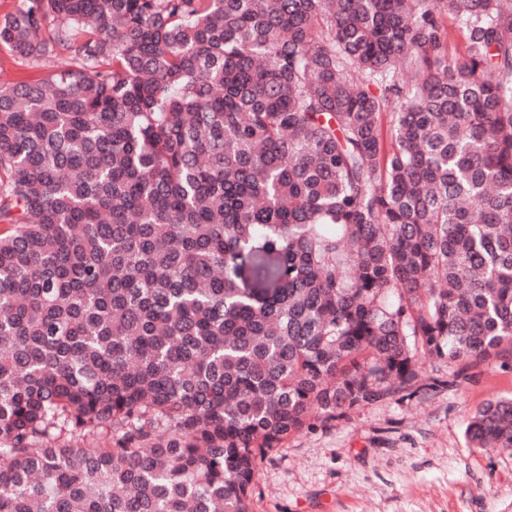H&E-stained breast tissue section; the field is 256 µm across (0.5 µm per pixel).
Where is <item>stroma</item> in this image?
Instances as JSON below:
<instances>
[{
	"label": "stroma",
	"instance_id": "1",
	"mask_svg": "<svg viewBox=\"0 0 512 512\" xmlns=\"http://www.w3.org/2000/svg\"><path fill=\"white\" fill-rule=\"evenodd\" d=\"M512 396V357L424 360L416 391L290 436L258 468L252 512H512V449L469 446L465 426Z\"/></svg>",
	"mask_w": 512,
	"mask_h": 512
}]
</instances>
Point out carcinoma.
Segmentation results:
<instances>
[{
    "label": "carcinoma",
    "mask_w": 512,
    "mask_h": 512,
    "mask_svg": "<svg viewBox=\"0 0 512 512\" xmlns=\"http://www.w3.org/2000/svg\"><path fill=\"white\" fill-rule=\"evenodd\" d=\"M0 46L70 61L0 87V512H251L312 415L512 353V0H19Z\"/></svg>",
    "instance_id": "1"
}]
</instances>
